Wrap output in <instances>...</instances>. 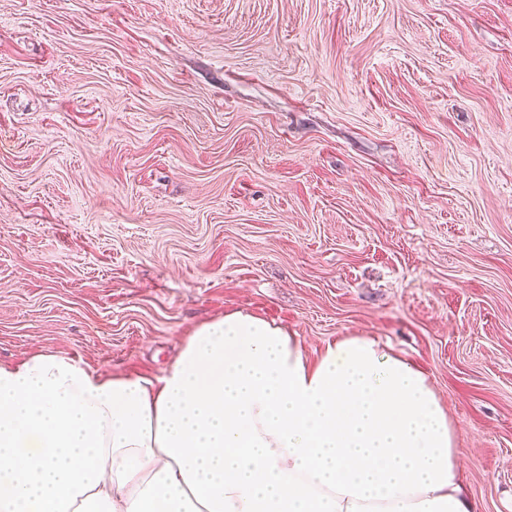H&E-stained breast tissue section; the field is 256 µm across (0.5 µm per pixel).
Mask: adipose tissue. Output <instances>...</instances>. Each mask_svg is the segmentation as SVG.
<instances>
[{"label": "adipose tissue", "mask_w": 512, "mask_h": 512, "mask_svg": "<svg viewBox=\"0 0 512 512\" xmlns=\"http://www.w3.org/2000/svg\"><path fill=\"white\" fill-rule=\"evenodd\" d=\"M432 383L376 339L309 359L242 311L159 377L0 365V512H475Z\"/></svg>", "instance_id": "adipose-tissue-1"}]
</instances>
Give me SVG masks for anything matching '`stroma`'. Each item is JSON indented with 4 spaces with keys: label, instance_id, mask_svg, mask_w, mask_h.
I'll list each match as a JSON object with an SVG mask.
<instances>
[{
    "label": "stroma",
    "instance_id": "1",
    "mask_svg": "<svg viewBox=\"0 0 512 512\" xmlns=\"http://www.w3.org/2000/svg\"><path fill=\"white\" fill-rule=\"evenodd\" d=\"M238 310L422 370L512 512V0H0V364Z\"/></svg>",
    "mask_w": 512,
    "mask_h": 512
}]
</instances>
